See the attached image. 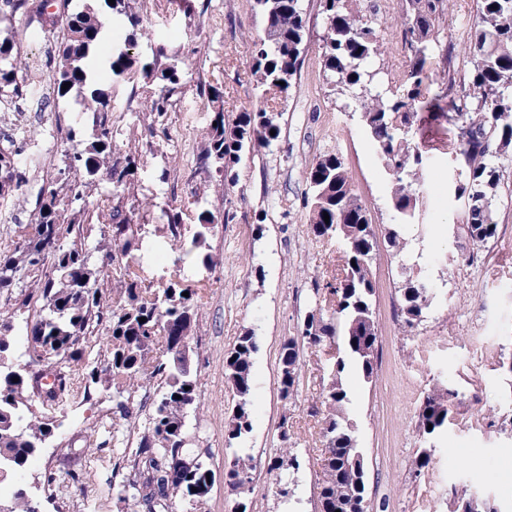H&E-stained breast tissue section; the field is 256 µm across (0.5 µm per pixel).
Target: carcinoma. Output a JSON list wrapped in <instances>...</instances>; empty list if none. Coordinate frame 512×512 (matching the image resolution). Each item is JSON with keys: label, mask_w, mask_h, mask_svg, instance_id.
<instances>
[{"label": "carcinoma", "mask_w": 512, "mask_h": 512, "mask_svg": "<svg viewBox=\"0 0 512 512\" xmlns=\"http://www.w3.org/2000/svg\"><path fill=\"white\" fill-rule=\"evenodd\" d=\"M101 8L69 9L64 0L58 13H46L48 0H0V15H25L40 28L52 27L61 35L60 62L53 80L62 97L76 95L82 114H91L93 140L68 154L69 162L58 172L54 187L36 204L37 216L30 231L20 236L12 251L0 253V290L25 288L26 297L42 301L39 320L27 330L25 352L29 362L16 365L4 357L10 343L12 323L0 310V483L13 481L24 472L53 424L47 410L63 405L67 369L84 360L87 334L102 325L108 331L103 359L88 369L87 383L112 389L117 413L127 420L134 414V397L154 379L158 391L142 432L138 448L126 459L133 476L122 485L124 498L132 499L145 512H172L179 503H198L210 491L211 469L186 447L187 421L197 396V378L189 356V342L200 299L196 282L176 269L175 278L156 288L141 285L140 261L134 251L157 254L165 248L179 252L178 261L193 255L218 218L208 209L197 215L198 230L185 238L182 212L166 211L167 237L144 241L125 230L128 220L119 207L97 214L100 225V266L91 264L86 249L84 225L66 215L69 207L83 200L86 188L100 173L121 186L134 177L140 160L155 137L147 127L128 151L116 155L112 139L111 93L90 83L88 61L104 21L109 17L127 20L131 37L112 53V76L125 78L137 70L145 76L156 73L171 84L179 81L175 66L158 67V59L143 61L135 49L137 37H150L139 29L140 18L130 12L129 0H101ZM327 18L323 39L324 72L334 79L336 94H359L360 118L391 182L394 228L388 243L395 254L407 250L408 241L400 226L411 223L428 189V159L413 144L407 129L417 108L429 101L433 74L427 71L435 23L445 14L451 0H400L405 16V43L409 65L399 86L386 93H372L376 73L365 64L386 52L376 22L363 14L357 0H321ZM474 31L466 49L469 67L455 76L442 72L448 90L459 93L461 116L448 153L461 158L466 177L454 183V196L466 207L462 230L475 247L497 235L493 206L501 177L488 163L494 154L512 149V0H476ZM264 19L263 35L251 40L253 72L268 97L251 111L238 114L232 124L224 123V111L216 112L199 161L226 171L241 160L250 143L269 146L278 139L280 128L272 115V102L291 88L300 64L305 20L299 0H256ZM20 54L14 45L0 43V97L12 102L31 96L19 72ZM70 87L63 88L65 83ZM275 134H270V131ZM314 193L312 232L317 237L336 234L346 242L340 276L331 287L334 313L343 323V351L331 366V383L322 405L325 452L317 481L320 512H368V486L364 458H357L356 429L349 418L352 393L346 376L353 370L363 379L374 373V352L379 325L372 306L374 285L371 263L375 234L366 211L354 194L342 157L329 153L307 172ZM24 185L17 153L0 150V194L18 191ZM329 221H324V215ZM131 257V261L124 258ZM51 270H42L46 260ZM113 273L121 287L107 299L103 276ZM401 315L406 327L420 322L430 306L428 286L406 281L401 288ZM188 296H182V293ZM144 321H139V318ZM336 327L315 320L311 314L301 335L284 341L280 348V392L287 399L299 383L300 349L319 347L335 339ZM258 350L255 336L246 333L224 354V369L237 397L232 414L224 423L228 442H241L252 431L251 399L254 391L253 357ZM453 393L435 386L418 412V425L427 435L438 434L448 423ZM282 447L271 458V468L299 469L298 455L288 447V420L280 426ZM251 457L235 455L226 472L228 485L238 492L251 481ZM0 512H35L34 500L18 488L0 500Z\"/></svg>", "instance_id": "carcinoma-1"}]
</instances>
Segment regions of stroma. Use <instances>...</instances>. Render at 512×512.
Returning a JSON list of instances; mask_svg holds the SVG:
<instances>
[{"mask_svg":"<svg viewBox=\"0 0 512 512\" xmlns=\"http://www.w3.org/2000/svg\"><path fill=\"white\" fill-rule=\"evenodd\" d=\"M151 37L142 53L157 52L180 67L178 84L158 77L132 81L103 73L99 82L112 93V132L125 150L144 128L158 135L129 189L118 191L106 176L90 185L84 223L88 247L100 237L97 214L121 206L138 237L158 238L168 209L184 213V233L193 236L197 214L207 208L221 216L212 225L203 254L193 258L194 280L203 288L193 337L191 367L198 376L196 407L188 431L215 474L202 507L179 512H319L314 482L325 446L321 418L315 415L330 381L323 352L307 348L300 358L297 392L282 399L279 350L297 335L309 314L324 322L335 317L327 298L335 284L344 249L341 237L315 236L310 226L312 190L306 173L319 157L337 153L372 224L377 241L371 265L372 304L379 323L374 375H348L349 413L356 425L368 481V512H452L453 493L477 491L494 512H512V152L493 158L502 176L494 203L498 236L482 248L461 230L466 222L456 200L447 146L457 131L448 104V87L430 86L431 104L419 108L411 135L433 166L419 215L404 235L413 248L395 255L387 243L393 223L389 178L363 129L355 100L336 95L324 76L326 18L321 0H301L306 22L305 49L292 88L278 99L281 135L267 147L245 148L231 172L203 167L198 157L216 111L225 122L264 99L252 73L250 40L261 33L255 0H134ZM476 0H456L433 36L430 67H467L464 53L473 32ZM11 41L23 69L40 61L45 78L21 105L0 103V148L26 156L22 190L0 195V251L13 249L24 225L34 220L36 202L51 187L74 145L91 139L92 126L78 119L76 98H58L52 76L58 45L37 25L0 22V42ZM208 83L221 87L223 104L201 95ZM168 95L164 115L149 112V99ZM429 286L431 306L424 321L403 325L398 288L406 279ZM14 313L9 359L22 356L24 334L38 318L39 301H24L19 290H0V308ZM252 333L258 344L252 373L253 429L245 445L252 455L253 481L242 493L230 490L225 472L234 454L224 442V422L236 398L224 371V352L239 336ZM84 370L72 368L70 391L55 410L52 436L29 464L23 487L42 504V512H141L122 501L119 489L129 475L110 441L120 434L135 451L148 421L146 398L156 385L135 395L141 407L131 420L113 412L112 393L86 392ZM458 393L448 425L433 438L418 427V410L437 384ZM287 422L298 471L269 469L280 446L279 424ZM428 452L431 463L416 470ZM81 474V485L64 480L65 469ZM295 486L291 500L280 497L283 483Z\"/></svg>","mask_w":512,"mask_h":512,"instance_id":"35a3bbf8","label":"stroma"}]
</instances>
